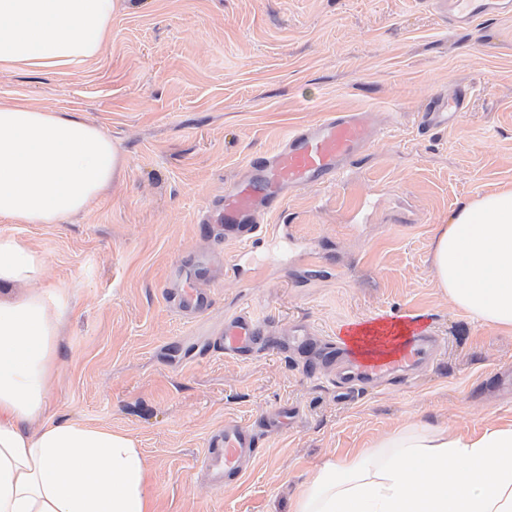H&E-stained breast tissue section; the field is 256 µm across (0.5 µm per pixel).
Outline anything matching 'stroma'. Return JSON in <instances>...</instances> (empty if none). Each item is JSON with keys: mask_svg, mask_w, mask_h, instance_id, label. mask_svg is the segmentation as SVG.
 <instances>
[{"mask_svg": "<svg viewBox=\"0 0 512 512\" xmlns=\"http://www.w3.org/2000/svg\"><path fill=\"white\" fill-rule=\"evenodd\" d=\"M463 85L448 130L422 133L420 106ZM0 97L99 124L125 158L121 179L63 224H11L45 253V283L67 289L52 412L131 435L150 462L153 512H289L326 460L408 423L479 433L512 423V333L472 322L437 288L432 240L459 204L512 185V14L458 28L442 0H124L96 61L0 70ZM329 112H365L379 131L344 176L292 192L267 218L316 250L233 276L235 245L198 223L248 158ZM206 261L208 312L167 301ZM249 310L276 340L240 362L209 345ZM413 313L444 350L405 383L336 398L319 349L288 343L306 326L342 341L347 325ZM296 409L271 433L261 416ZM256 428L242 481L213 492L199 468L209 434Z\"/></svg>", "mask_w": 512, "mask_h": 512, "instance_id": "35a3bbf8", "label": "stroma"}]
</instances>
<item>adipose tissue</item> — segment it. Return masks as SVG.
Returning <instances> with one entry per match:
<instances>
[{
	"label": "adipose tissue",
	"instance_id": "obj_1",
	"mask_svg": "<svg viewBox=\"0 0 512 512\" xmlns=\"http://www.w3.org/2000/svg\"><path fill=\"white\" fill-rule=\"evenodd\" d=\"M119 0H0V69L58 72L100 57ZM97 125L0 98V218L58 224L121 174ZM438 288L473 322L512 333V187L466 201L433 240ZM44 254L0 236V512H153L135 440L49 414L69 311ZM290 512H512V424L463 436L415 422L316 468Z\"/></svg>",
	"mask_w": 512,
	"mask_h": 512
}]
</instances>
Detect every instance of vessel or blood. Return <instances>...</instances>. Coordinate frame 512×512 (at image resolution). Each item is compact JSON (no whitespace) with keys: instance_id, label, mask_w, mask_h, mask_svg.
<instances>
[{"instance_id":"b4317fda","label":"vessel or blood","mask_w":512,"mask_h":512,"mask_svg":"<svg viewBox=\"0 0 512 512\" xmlns=\"http://www.w3.org/2000/svg\"><path fill=\"white\" fill-rule=\"evenodd\" d=\"M447 10L450 21L466 25L501 13L504 6L501 0H448ZM464 99L461 92L432 97L421 115L423 125H454ZM376 138L377 132L365 113L332 112L320 120L290 128L276 152L250 158L248 176L226 190L200 218L204 224L223 223L225 242L236 245L227 271L238 273L246 264L260 268L261 253L294 246L285 227L265 223V216L276 210L285 191L335 184L357 153ZM169 298L188 319L205 313L210 304L209 290L198 287L192 277L185 287L170 292ZM397 327L394 320L354 327L353 335L369 341L370 351L366 354L350 345H324L325 360L335 367L332 381L339 399L348 398L355 386L377 378L406 377L438 351L441 339L434 333L409 330L402 334ZM269 336L254 316L241 312L225 318L211 344L224 355L249 361L265 348ZM256 447L253 429L235 420L225 421L223 428L211 433L200 460L211 488L220 493L232 481L240 480Z\"/></svg>"}]
</instances>
